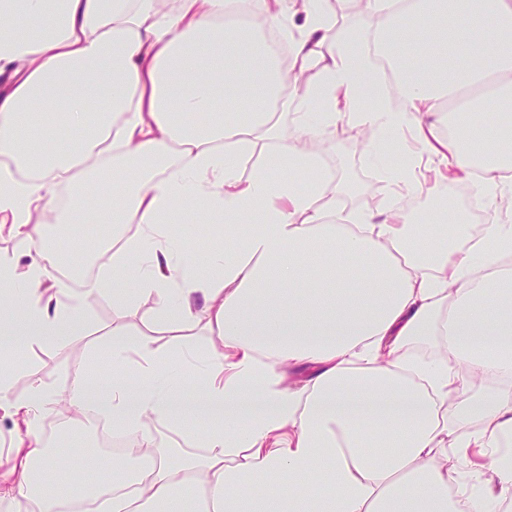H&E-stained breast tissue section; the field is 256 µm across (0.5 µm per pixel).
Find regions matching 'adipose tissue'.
<instances>
[{"mask_svg": "<svg viewBox=\"0 0 512 512\" xmlns=\"http://www.w3.org/2000/svg\"><path fill=\"white\" fill-rule=\"evenodd\" d=\"M0 0V504L62 512H502L512 504V221L481 228L445 209L337 212L340 184L305 144L342 118L381 156L412 135L391 193L440 197L468 182L512 195V0H366L370 37L400 67L399 103L367 99L369 52L336 41L329 0H274L268 26L307 81L299 103L254 26L225 17L250 0ZM30 23L18 37L17 18ZM494 113L480 154L442 139L445 105ZM292 108L277 154L301 182L254 162L274 139L270 102ZM224 225L201 255L180 218ZM67 224H105L87 242L111 265L83 287L54 278ZM135 225L127 234V225ZM135 279L136 289L125 286ZM111 299L112 373L60 391L31 377L27 350L85 335L86 301ZM152 301V334L126 322ZM194 332L215 336L206 351ZM499 384L472 394L475 379ZM66 409L107 415L133 444L105 482L61 466L42 423ZM204 430L186 428L188 417ZM185 428L196 456L158 439Z\"/></svg>", "mask_w": 512, "mask_h": 512, "instance_id": "1", "label": "adipose tissue"}]
</instances>
